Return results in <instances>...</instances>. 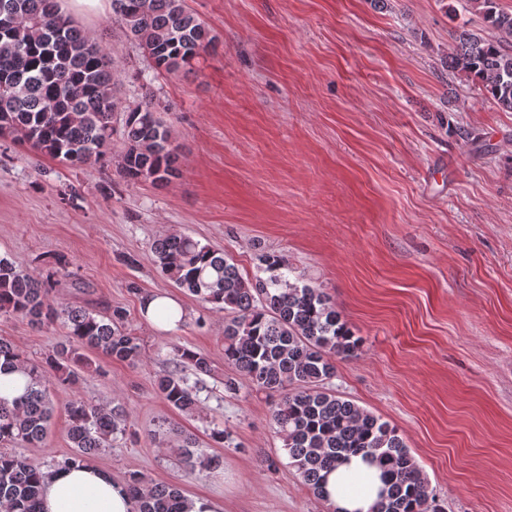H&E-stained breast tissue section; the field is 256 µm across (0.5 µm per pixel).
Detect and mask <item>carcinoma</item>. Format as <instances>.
I'll use <instances>...</instances> for the list:
<instances>
[{
	"label": "carcinoma",
	"mask_w": 512,
	"mask_h": 512,
	"mask_svg": "<svg viewBox=\"0 0 512 512\" xmlns=\"http://www.w3.org/2000/svg\"><path fill=\"white\" fill-rule=\"evenodd\" d=\"M474 2L496 36L460 29L448 70L466 74L485 96L512 111V12L498 9L496 0ZM112 19L150 59L156 77L191 70L214 46L185 0H112ZM114 71L101 44L64 15L57 0H0V137L11 136L73 167L105 160L112 152V113L119 108ZM123 136L121 177L157 185L179 176L178 146L152 102L126 112ZM152 253L176 287L224 310V363L233 370L224 388L235 393L245 383L276 397L271 423L283 437L288 465L315 495L322 496L321 472L349 454H361L379 464L388 484L370 512H444L397 429L330 385L336 360L357 357L362 341L323 289L276 252L256 255L261 275L254 279L243 278L233 259L190 235L160 237ZM57 284L50 275L23 271L0 257V315H21L36 326L59 322L68 337L41 363L0 340L3 364L18 365L29 378L20 398H0V506L6 512H40L42 467L13 449L46 436L52 416L48 374L77 383L91 367L84 349L130 364L142 356L139 338L126 329L123 308L101 315L65 307L54 299ZM169 355L178 369L158 377L154 389L173 409L193 416L200 401L183 369L208 373L210 362L178 345ZM67 415L74 451L55 461L56 468L86 463L126 434L129 423L120 404L75 399ZM198 447L194 435L183 436L181 454L190 467H221L222 457H202ZM126 488L134 512H183L184 497L170 484L132 473Z\"/></svg>",
	"instance_id": "carcinoma-1"
}]
</instances>
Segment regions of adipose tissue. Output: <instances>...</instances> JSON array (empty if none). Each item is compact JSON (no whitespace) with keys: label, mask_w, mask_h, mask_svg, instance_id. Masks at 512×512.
<instances>
[{"label":"adipose tissue","mask_w":512,"mask_h":512,"mask_svg":"<svg viewBox=\"0 0 512 512\" xmlns=\"http://www.w3.org/2000/svg\"><path fill=\"white\" fill-rule=\"evenodd\" d=\"M384 487L380 471L351 457L325 478L326 499L336 512H369ZM41 512H133L124 484L91 465L54 469L43 479Z\"/></svg>","instance_id":"1"}]
</instances>
